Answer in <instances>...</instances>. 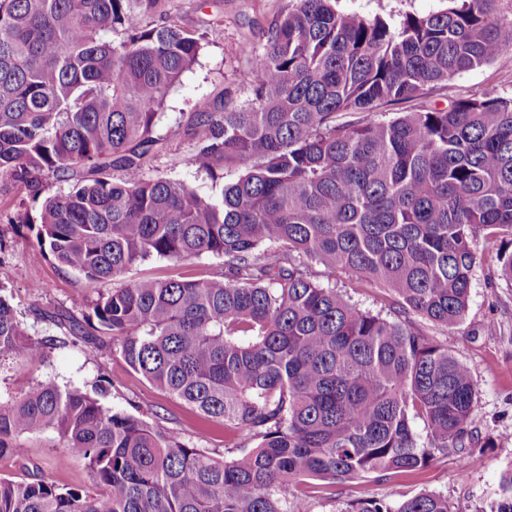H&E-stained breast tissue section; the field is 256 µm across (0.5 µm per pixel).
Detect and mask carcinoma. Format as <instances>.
Segmentation results:
<instances>
[{
  "label": "carcinoma",
  "mask_w": 512,
  "mask_h": 512,
  "mask_svg": "<svg viewBox=\"0 0 512 512\" xmlns=\"http://www.w3.org/2000/svg\"><path fill=\"white\" fill-rule=\"evenodd\" d=\"M493 2L447 0L395 25L296 0L243 48L253 99L196 102L185 134L188 164L211 183L201 191L146 166L164 149L159 109L205 33L170 0H0V176L35 199L47 172L69 184L43 200L34 253L117 283L69 331L109 338L155 388L241 436L216 454L105 406L102 382L43 381L0 405V458L53 432L93 488L0 478V512H298L307 480L465 459L478 441L471 372L399 315L460 322L476 233H512V97L367 115L512 51ZM229 169L240 175L226 184ZM203 254L223 273L177 272ZM154 257L176 271L123 282ZM498 262L512 285V251ZM343 272L388 288L397 316L352 303L336 288ZM50 345L0 286V356L36 365ZM344 512L453 510L428 492ZM490 512H512V468Z\"/></svg>",
  "instance_id": "1"
}]
</instances>
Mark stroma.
Listing matches in <instances>:
<instances>
[{
  "label": "stroma",
  "instance_id": "obj_1",
  "mask_svg": "<svg viewBox=\"0 0 512 512\" xmlns=\"http://www.w3.org/2000/svg\"><path fill=\"white\" fill-rule=\"evenodd\" d=\"M295 0H224L217 7H201L200 0H172L174 13L183 25L206 31L208 42L198 62L186 72L168 96L156 126L165 146L150 164V175L192 183L207 190L209 183L188 166L191 146L183 130L196 101L207 97L240 104L252 97L250 64L242 52L244 42L254 39L277 15L291 9ZM443 0H339L345 12L380 16L396 22L408 14L423 16L441 9ZM512 94V53L463 73L446 87L429 91L425 106H444L448 101L478 96L489 90ZM24 204L30 223L40 221V205L28 200L24 188L0 178V282L4 283L17 317L28 334L41 340L56 337L46 363L21 366L0 359V403H9L38 382L51 380L63 388H87L99 379L112 385L107 406L117 411L141 409L153 426L172 429L197 447L223 449L236 442L223 423L203 419L196 411L153 388L115 353L111 345L99 346L83 336L65 335L53 324L56 316L84 321L88 310L75 298H96L107 291L104 283L61 269L51 259L33 260L35 235L17 223V204ZM499 240L479 239L471 299L465 318L452 326L429 322L415 313L407 318L427 336L447 341L468 366L477 389L474 424L482 439L465 461L439 455L421 471L386 476L370 474L351 482H339L329 496L313 498L310 512H342L356 499L395 502L422 492L447 497L454 512H488L501 474L512 468V286L499 277ZM337 288L360 308L391 316L395 300L380 284L339 274ZM497 321V334L484 326ZM26 456L1 458L0 478L28 481L33 465L51 473L57 483L86 486L87 470L60 448L54 433L26 436L21 440Z\"/></svg>",
  "mask_w": 512,
  "mask_h": 512
}]
</instances>
